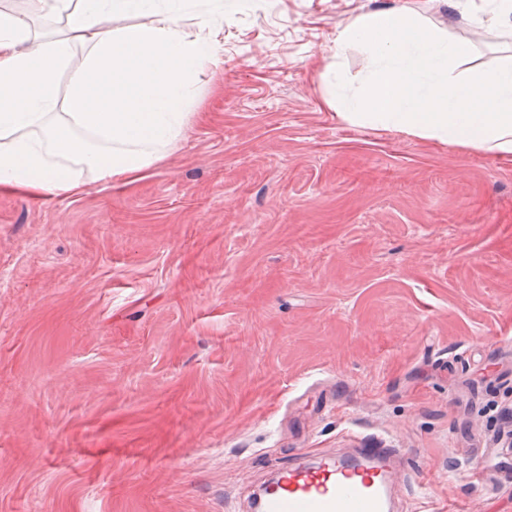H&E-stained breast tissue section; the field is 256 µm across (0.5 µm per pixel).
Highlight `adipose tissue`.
Instances as JSON below:
<instances>
[{
  "mask_svg": "<svg viewBox=\"0 0 512 512\" xmlns=\"http://www.w3.org/2000/svg\"><path fill=\"white\" fill-rule=\"evenodd\" d=\"M64 29L0 10V190L82 192L160 162L189 120L195 75L222 45L157 0H42ZM141 23L116 27L130 11Z\"/></svg>",
  "mask_w": 512,
  "mask_h": 512,
  "instance_id": "1",
  "label": "adipose tissue"
}]
</instances>
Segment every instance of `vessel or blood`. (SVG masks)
Instances as JSON below:
<instances>
[{
  "mask_svg": "<svg viewBox=\"0 0 512 512\" xmlns=\"http://www.w3.org/2000/svg\"><path fill=\"white\" fill-rule=\"evenodd\" d=\"M396 455V449L375 445L315 467H291L266 495L262 512H392Z\"/></svg>",
  "mask_w": 512,
  "mask_h": 512,
  "instance_id": "vessel-or-blood-1",
  "label": "vessel or blood"
}]
</instances>
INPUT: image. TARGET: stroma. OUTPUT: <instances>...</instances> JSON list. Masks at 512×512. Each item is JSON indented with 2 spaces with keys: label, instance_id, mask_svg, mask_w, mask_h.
I'll list each match as a JSON object with an SVG mask.
<instances>
[{
  "label": "stroma",
  "instance_id": "1",
  "mask_svg": "<svg viewBox=\"0 0 512 512\" xmlns=\"http://www.w3.org/2000/svg\"><path fill=\"white\" fill-rule=\"evenodd\" d=\"M394 3L182 0L224 52L166 158L0 191V512H254L370 442L398 512H512V161L325 103L337 29ZM412 5L465 69L512 54Z\"/></svg>",
  "mask_w": 512,
  "mask_h": 512
}]
</instances>
